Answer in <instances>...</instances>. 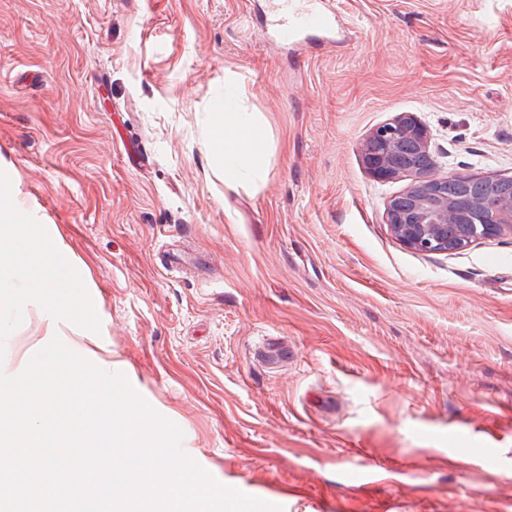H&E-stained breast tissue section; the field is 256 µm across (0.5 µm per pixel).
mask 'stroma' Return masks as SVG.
<instances>
[{
  "mask_svg": "<svg viewBox=\"0 0 512 512\" xmlns=\"http://www.w3.org/2000/svg\"><path fill=\"white\" fill-rule=\"evenodd\" d=\"M332 2L346 32L291 49L268 0H0V185L86 296L92 335L59 339L221 484L284 512H512V236L408 249L385 211L413 177L361 155L409 112L439 172L512 177V0ZM228 77L267 134L255 187L209 151ZM47 328L23 301L0 369Z\"/></svg>",
  "mask_w": 512,
  "mask_h": 512,
  "instance_id": "1",
  "label": "stroma"
}]
</instances>
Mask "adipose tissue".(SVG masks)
<instances>
[{"label": "adipose tissue", "mask_w": 512, "mask_h": 512, "mask_svg": "<svg viewBox=\"0 0 512 512\" xmlns=\"http://www.w3.org/2000/svg\"><path fill=\"white\" fill-rule=\"evenodd\" d=\"M218 109L209 148L224 162L225 183L260 178L266 167L264 128L243 106L235 87H228ZM64 254L63 245L45 244L40 225L24 220L14 194L0 190V310H15L29 298L46 312L49 324L62 316L81 321L83 300Z\"/></svg>", "instance_id": "obj_1"}]
</instances>
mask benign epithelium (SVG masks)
I'll return each mask as SVG.
<instances>
[{
  "instance_id": "benign-epithelium-1",
  "label": "benign epithelium",
  "mask_w": 512,
  "mask_h": 512,
  "mask_svg": "<svg viewBox=\"0 0 512 512\" xmlns=\"http://www.w3.org/2000/svg\"><path fill=\"white\" fill-rule=\"evenodd\" d=\"M378 141V147L362 145V158L366 169L378 180H392L413 169L412 159L404 152L405 143L411 142L416 152L430 158V166L416 173L415 179L403 192L408 204L396 209L386 208V224L393 236L404 246L416 252H457L466 249L472 241L448 246V228L467 218L471 230L481 239H495L512 234V201L493 208L488 217L480 209L469 212L448 202L436 192L437 185L447 178L471 179L473 175L455 172L450 175L438 172L432 159L426 127L412 114H402L378 126L368 136Z\"/></svg>"
}]
</instances>
